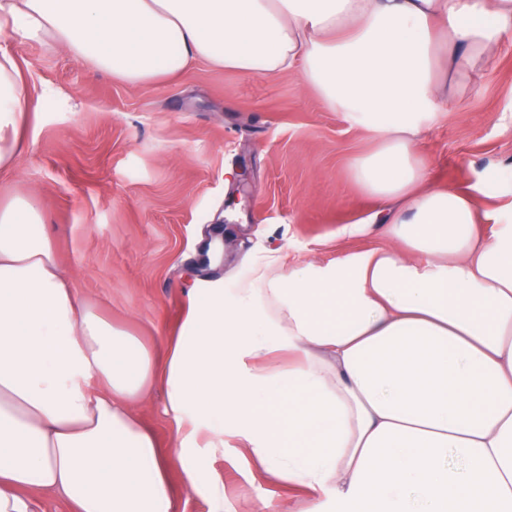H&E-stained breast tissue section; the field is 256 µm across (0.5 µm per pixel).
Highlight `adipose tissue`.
<instances>
[{"label":"adipose tissue","mask_w":512,"mask_h":512,"mask_svg":"<svg viewBox=\"0 0 512 512\" xmlns=\"http://www.w3.org/2000/svg\"><path fill=\"white\" fill-rule=\"evenodd\" d=\"M143 85L198 60L301 71L373 145L351 174L399 202L391 247L192 289L156 355L80 301L41 211L0 202V512H176L135 409L154 384L190 488L230 512L204 454L233 427L306 512H512V224L485 182L428 186L420 137L512 34V0H0V34ZM30 107L0 48V169ZM493 225L490 237L480 227ZM288 356L269 371L268 357Z\"/></svg>","instance_id":"ef3b65f1"}]
</instances>
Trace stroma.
<instances>
[{"label":"stroma","instance_id":"obj_1","mask_svg":"<svg viewBox=\"0 0 512 512\" xmlns=\"http://www.w3.org/2000/svg\"><path fill=\"white\" fill-rule=\"evenodd\" d=\"M34 110L28 148L0 170V201L26 196L40 208L79 298L148 349L161 353L203 277L197 246L216 217L233 225L226 291L256 268L279 276L389 247L388 204L350 176L365 134L293 72L254 78L201 62L148 85L112 79L47 42L7 37ZM69 97L60 108L43 86ZM476 92L422 135L437 187L464 188L486 172L512 192V35L504 37ZM153 387L140 409L161 451L175 423ZM234 512L266 497L300 512L303 493L266 474L233 432L209 460Z\"/></svg>","mask_w":512,"mask_h":512}]
</instances>
